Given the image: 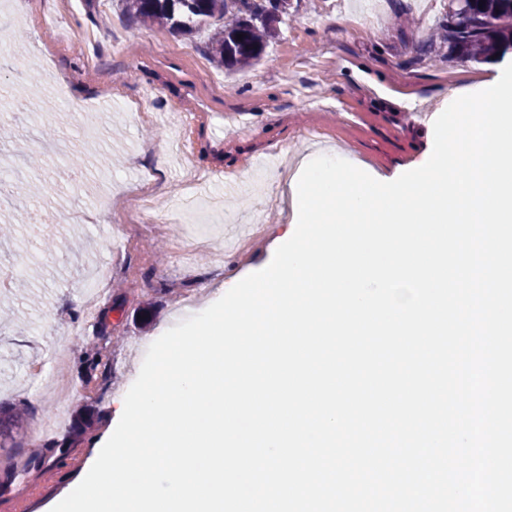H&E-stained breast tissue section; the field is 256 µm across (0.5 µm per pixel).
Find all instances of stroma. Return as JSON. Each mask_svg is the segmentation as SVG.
<instances>
[{
    "mask_svg": "<svg viewBox=\"0 0 512 512\" xmlns=\"http://www.w3.org/2000/svg\"><path fill=\"white\" fill-rule=\"evenodd\" d=\"M406 2L401 15L391 0H293L261 61L227 71L205 52L208 27L145 25L117 0H27V21L11 27L12 63L0 68V92L24 87L35 106L8 142L11 157L26 166L48 128L66 151L42 153L35 172L53 223H26L20 209L0 223V269L21 266L34 295L0 291V402L25 410L20 435L0 441V512H51L107 433L113 393L135 381L140 345L213 300L226 278L272 260L293 220L280 172L311 152L377 179L411 169L435 119L493 77L487 61L426 56L445 0ZM421 103L431 111L417 112ZM134 104L153 120L133 123ZM186 112L195 120L185 129ZM312 127L320 139L304 138ZM188 165L210 175L213 191L189 206ZM145 174L162 232L135 236L129 249L124 224L69 222L72 208L103 212ZM92 269L106 287L89 314Z\"/></svg>",
    "mask_w": 512,
    "mask_h": 512,
    "instance_id": "1",
    "label": "stroma"
}]
</instances>
